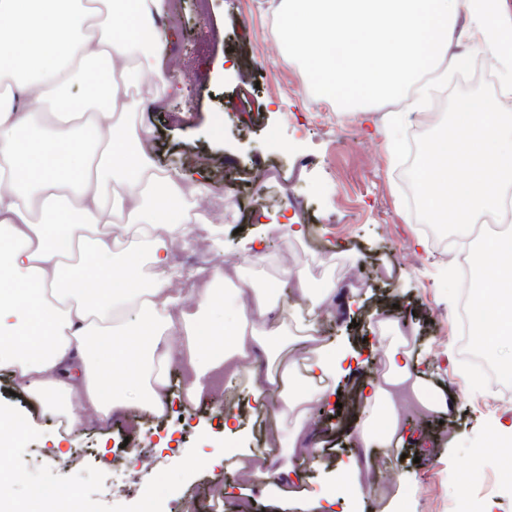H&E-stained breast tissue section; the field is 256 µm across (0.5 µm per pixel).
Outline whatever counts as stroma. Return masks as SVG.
<instances>
[{
  "instance_id": "obj_1",
  "label": "stroma",
  "mask_w": 512,
  "mask_h": 512,
  "mask_svg": "<svg viewBox=\"0 0 512 512\" xmlns=\"http://www.w3.org/2000/svg\"><path fill=\"white\" fill-rule=\"evenodd\" d=\"M167 3L179 18L167 47L170 78L162 85L145 77L151 100L138 118L153 132L158 166L188 168L201 155L211 160L208 194L188 203L198 226L194 242L186 250L174 246V256H206L201 268L206 276L236 265L243 281L261 284L283 281L284 270L297 266L312 272L321 254L330 252L358 282L337 293L334 315L323 324L329 343L346 349L352 363L351 375L336 380V404L317 409L307 421L317 433L315 442L294 437L293 423L283 426V460L299 469L295 484L303 492L302 502L290 504L288 512H321L330 493L336 496L335 512H449L453 486L447 475L471 478L476 460L484 490L473 499L474 512H512V480L503 477L499 455L485 450L499 437L498 423H512V413L482 395L457 357L455 282L446 277L445 262L429 253L419 221L404 206V172L384 136L359 126L341 105L324 103L312 92L300 62L282 61L271 32L280 0H208L202 13L195 0ZM245 60L254 73L249 83L239 76ZM270 164L281 180L265 188L267 207L253 213L243 195L225 203V177ZM288 222L301 228V235L279 238L264 261L238 249L240 236H259L267 225ZM383 319L407 325L416 338L413 377L448 407L428 421H408L393 450L376 449L394 491L381 505L368 492L345 485L340 474L359 453L360 409L351 403L355 392L349 381L383 370L375 337ZM168 375L175 409L163 424L148 419L133 425L116 418L108 437L89 426L55 446L50 441L54 416L18 396L17 384L0 374V405L27 413L32 422L25 445L0 458V469L23 472L26 480L5 485L0 499L24 502L31 484L68 481L86 512H143L141 484L148 481L157 512H183L185 484L195 492L197 506H212L213 512H238L239 503L247 501L251 512H277L269 491L239 473L227 495L214 497L203 462L216 443L231 451L261 448L265 421L252 416L247 386L212 380L201 400L190 404L186 370L175 363ZM228 393L245 413L226 429L220 418ZM165 436L171 442L163 448L159 442ZM130 444L137 447L136 457L127 454ZM78 448L95 454L76 461ZM118 469L125 481L111 496L105 486Z\"/></svg>"
}]
</instances>
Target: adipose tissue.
<instances>
[{"label":"adipose tissue","mask_w":512,"mask_h":512,"mask_svg":"<svg viewBox=\"0 0 512 512\" xmlns=\"http://www.w3.org/2000/svg\"><path fill=\"white\" fill-rule=\"evenodd\" d=\"M165 0H0V372L69 427L113 416L159 415L168 369L246 378L258 411L303 432L307 415L335 395L344 355L318 334L335 286L297 280L302 304L278 287L240 285L217 270L186 308L173 288L181 270L171 244L196 230L186 203L207 185L195 172L154 166L152 133L136 124L128 94L144 74L166 83ZM493 64L512 66V19L501 0H282L284 60L303 56L314 82L367 122L366 104L389 99L438 69L458 17ZM488 355L512 359V238H485L478 253ZM152 271L142 275L143 264ZM232 285V295L216 281ZM388 363L361 389L358 439L385 448L399 432L383 421L393 386L408 382L410 353L396 325L377 336ZM232 468L291 501L281 480L241 449Z\"/></svg>","instance_id":"adipose-tissue-1"}]
</instances>
